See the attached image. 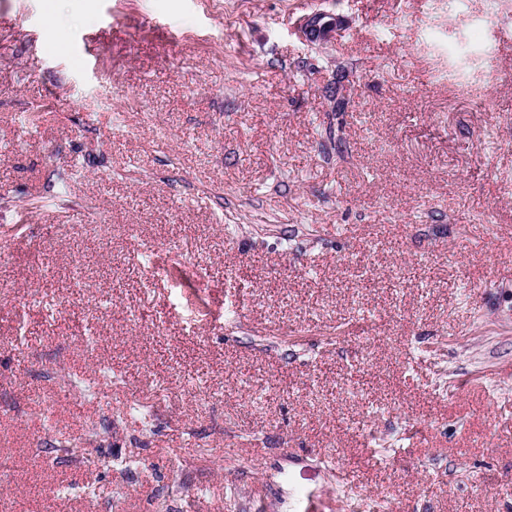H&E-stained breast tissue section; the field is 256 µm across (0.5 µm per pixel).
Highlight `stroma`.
<instances>
[{
	"mask_svg": "<svg viewBox=\"0 0 512 512\" xmlns=\"http://www.w3.org/2000/svg\"><path fill=\"white\" fill-rule=\"evenodd\" d=\"M511 266L512 0H0L12 512H512ZM343 16L324 10H316L303 16L297 23L302 39L311 44L327 45L333 42L336 32L344 26Z\"/></svg>",
	"mask_w": 512,
	"mask_h": 512,
	"instance_id": "obj_1",
	"label": "stroma"
}]
</instances>
